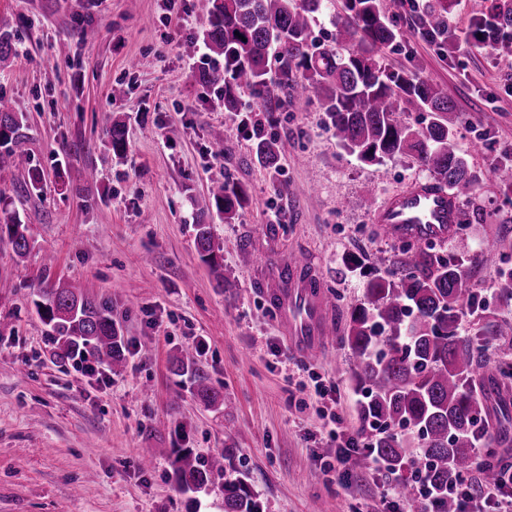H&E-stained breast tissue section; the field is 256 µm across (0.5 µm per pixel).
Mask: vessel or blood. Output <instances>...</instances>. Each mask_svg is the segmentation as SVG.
<instances>
[{
  "mask_svg": "<svg viewBox=\"0 0 512 512\" xmlns=\"http://www.w3.org/2000/svg\"><path fill=\"white\" fill-rule=\"evenodd\" d=\"M380 232L390 240L414 245L445 243L456 234L461 219L457 197L430 180H417L388 197L372 212ZM298 274L287 287L276 289L279 320L299 354L319 355L334 323L331 305L321 288L301 278L302 257L292 260Z\"/></svg>",
  "mask_w": 512,
  "mask_h": 512,
  "instance_id": "vessel-or-blood-1",
  "label": "vessel or blood"
}]
</instances>
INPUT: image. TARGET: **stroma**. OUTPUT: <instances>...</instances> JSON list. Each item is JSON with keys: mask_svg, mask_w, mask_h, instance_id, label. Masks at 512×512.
<instances>
[{"mask_svg": "<svg viewBox=\"0 0 512 512\" xmlns=\"http://www.w3.org/2000/svg\"><path fill=\"white\" fill-rule=\"evenodd\" d=\"M399 29L386 65L413 67L440 83L455 106V146L480 177L461 208L481 224L459 225L439 256L464 263L477 293L458 321L486 360L512 366V300L497 288L512 268V56L460 41L454 54L418 37L413 0H382ZM207 0H0V33L18 55L0 63V98L22 113L23 147L44 176L0 178V201L27 224L33 247L18 259L0 241V512H224V482L180 492L170 452L223 451L262 512H388L386 491L408 481L352 456L340 487L323 465L336 457L328 433L340 415L367 440L357 411L354 353L342 336L374 272L398 268L400 243L384 237L363 201L426 178L410 156L365 164L338 145L307 99L276 112L265 135L288 137L278 171L252 161L255 137L224 109L221 86H203L201 65L178 41L197 36ZM94 29L87 41L83 29ZM125 127L114 155L106 131ZM241 182L250 206L236 223L212 217L224 243L223 282L195 249L196 202L213 181ZM496 241L486 251L487 241ZM254 255L242 264L241 246ZM55 257L45 268V254ZM303 257L332 305L335 335L317 361L295 352L269 299L277 263ZM112 309L128 352L123 367L87 371L60 359L31 300L44 278ZM495 322L503 336L487 332ZM200 347L201 367L222 400L208 407L171 371L174 356Z\"/></svg>", "mask_w": 512, "mask_h": 512, "instance_id": "1", "label": "stroma"}]
</instances>
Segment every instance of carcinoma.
<instances>
[{"instance_id": "1", "label": "carcinoma", "mask_w": 512, "mask_h": 512, "mask_svg": "<svg viewBox=\"0 0 512 512\" xmlns=\"http://www.w3.org/2000/svg\"><path fill=\"white\" fill-rule=\"evenodd\" d=\"M208 0L201 41L180 44L186 57L203 43L224 57L222 68H201L197 80L224 85V111H241L239 94L247 89L263 96L264 112H273L288 98L312 94L324 112L340 147L360 161L378 164L407 155L415 158L433 181L453 188L464 198L477 189V179L454 144L450 113L455 111L439 85L422 80L409 69L383 64V49L399 37L380 0ZM464 34L451 27V0H430L419 15L418 35L443 48L465 37L499 55H512V0H474ZM329 12L336 26L335 45L324 46L313 35L317 13ZM414 108L434 114L422 128L400 119ZM24 116L0 107V144L20 143ZM112 152L126 150L125 131H108ZM288 156V138L259 136L253 160L275 172ZM15 149L0 152V173L27 166ZM247 189L226 178L213 184L209 203L198 208L194 245L200 260L216 274L218 286L224 243L215 239L208 217L217 214L229 223L249 206ZM25 256L31 241L27 225L15 216L0 221V240ZM367 305L352 310L343 341L356 355L355 381L365 390L358 404L361 417L377 427L367 444L368 454L384 461L392 472L406 465L425 471L432 498L424 502L403 487L408 512H458L448 488L475 463V443L483 440L487 455L512 444V367L485 361L471 339L458 336L459 316L475 299L462 264L421 248L398 271L367 282ZM32 304L63 359H86L118 366L125 360L122 336L111 308L61 282L36 289ZM172 371L189 376L202 403H217L191 350L172 363ZM490 375H485V372ZM416 431L412 442L390 431L393 426ZM172 476L180 490L197 492L214 476L224 477V512H259L244 480L226 477L224 454L205 460L189 448L171 452Z\"/></svg>"}]
</instances>
